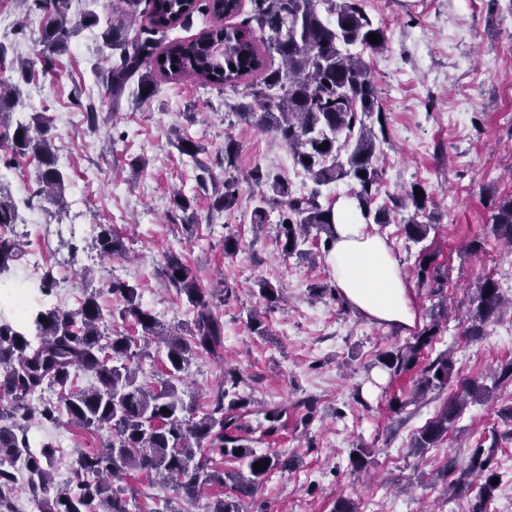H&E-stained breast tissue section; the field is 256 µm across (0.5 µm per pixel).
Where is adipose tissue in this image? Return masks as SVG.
<instances>
[{
    "mask_svg": "<svg viewBox=\"0 0 512 512\" xmlns=\"http://www.w3.org/2000/svg\"><path fill=\"white\" fill-rule=\"evenodd\" d=\"M335 212L327 262L343 300L371 321L404 331L413 329L417 314L387 241L366 234L355 199L342 200Z\"/></svg>",
    "mask_w": 512,
    "mask_h": 512,
    "instance_id": "1",
    "label": "adipose tissue"
}]
</instances>
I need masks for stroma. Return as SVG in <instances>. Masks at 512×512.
I'll return each mask as SVG.
<instances>
[{"label":"stroma","mask_w":512,"mask_h":512,"mask_svg":"<svg viewBox=\"0 0 512 512\" xmlns=\"http://www.w3.org/2000/svg\"><path fill=\"white\" fill-rule=\"evenodd\" d=\"M373 22L385 28L388 46L365 52L380 102L388 117L390 142L377 166L381 174L377 205L421 183L434 202L437 227L420 243L405 239L397 213L381 233L397 259L418 325L428 324L447 309L443 325L426 359L448 353L458 379L489 385L488 396L468 403L436 448L414 453V436L441 407L444 394L431 391L403 412L393 413V396L413 389L414 373L373 379L378 354L402 345L405 335L395 327L372 322L358 311L316 297V285L333 279L322 247L308 245L304 258H282L276 241L277 211L263 228L251 223L253 187L248 174L259 165L284 174L301 193L312 182L294 167L287 147L273 133L239 120L233 113L240 95L232 88L199 81L162 79L156 94L141 102L123 96L111 107L101 74L112 64L97 27L81 29L65 53L54 56L53 68L18 83L11 70H0V93L20 87L15 115L47 117L58 167L65 175L64 202L39 200L25 212L26 223L11 234L27 252L43 251L45 269L58 282L48 304L65 310L80 306L97 292L107 330L135 333L133 320L115 315L119 306L102 292L106 279L135 285L143 308L163 323L186 324L190 307L163 275L165 255L181 254L200 284L212 294L224 321L220 357L203 354L184 375L186 397L197 409L207 407L224 383L227 371L239 372V387L251 399L248 420L264 421L267 409L284 406L288 414L271 437L255 433L257 451L278 449L285 468L276 470L253 496L247 512H332L337 497L351 499L357 512H469L473 493L454 494L441 473L451 457L466 458L480 444H495L501 481L485 505L486 512H512V381L498 383L493 373L512 359V316L486 326L480 338L466 336L469 299L485 277L512 279V248L489 235L487 225L495 203L512 194V0H363ZM41 14L22 16L18 0H0V45L8 58L25 59L36 48ZM97 112V122L88 113ZM200 141L205 162L216 179L224 177V136L240 145L239 203L234 211L210 210L200 193L196 161L179 154L168 140L170 129ZM33 155H15L11 143L0 146V190L23 204L36 188L35 178L21 169L35 164ZM195 200L194 225H184L171 203L172 190ZM59 224L76 233L57 236ZM109 224L128 250L123 257L101 256L94 244L100 225ZM240 242L236 256L224 255L225 235ZM483 244L475 255L466 243ZM438 255L448 272L440 293L419 286L414 274L421 251ZM28 261L0 275V312L16 317L38 300L24 284ZM267 281L283 297L269 306L258 293ZM261 312L264 333L253 332L249 316ZM68 434L71 448L101 449L108 432L91 434L76 426L62 428L33 422L34 442H56ZM370 449L365 469L352 468V448ZM133 512H207L220 493L204 489L192 502L178 499L173 487L135 475Z\"/></svg>","instance_id":"1"}]
</instances>
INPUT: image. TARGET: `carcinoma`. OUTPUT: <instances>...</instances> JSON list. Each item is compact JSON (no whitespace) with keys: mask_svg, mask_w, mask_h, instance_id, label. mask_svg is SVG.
Listing matches in <instances>:
<instances>
[{"mask_svg":"<svg viewBox=\"0 0 512 512\" xmlns=\"http://www.w3.org/2000/svg\"><path fill=\"white\" fill-rule=\"evenodd\" d=\"M33 2L45 22L38 40L41 49L34 57L10 63L23 81L30 80L37 66L47 69L53 56L67 50L68 39L79 29L99 24V17L87 14L78 25L69 26L68 0H23ZM250 21L238 25H216L198 38L185 42L173 40L158 49V34L190 19L205 7L216 19L229 18L240 10V0H146L151 27L131 38L124 18L112 16L102 30L104 43L118 52L112 68L102 81L112 105L119 104L131 82H136V99L150 98L159 77L177 79L192 75L200 82L237 88L249 74L259 78L245 84L237 115L244 121L274 133L287 147L295 166L307 173L313 187L307 194L295 195L291 184L279 173L255 166L249 181L257 188L252 224H266L268 209H280L277 240L281 254L290 258L302 254L311 231L316 240L329 249L336 223L335 203H322L321 187L348 180L356 186L353 197L366 223L381 228L391 223V209L372 208L380 175L375 159L387 143L386 123L378 89L363 51H379L387 37L363 9L362 0H251ZM324 5L319 10L318 5ZM378 34V43L368 35ZM361 51H356V48ZM277 54L282 67L267 66L266 56ZM148 90L147 95L141 91ZM19 87L0 95V138L13 144L19 155L33 154L39 162V191L61 197L65 178L56 166L48 137L49 124L41 114L27 122L10 121ZM169 139L182 155L197 160L200 173L197 186L212 191L211 211L224 213L235 209L239 200L236 170L239 147L230 137L224 140L223 187L216 185L210 168L198 160L203 147L177 129ZM326 148L319 149L320 145ZM366 176H361V173ZM421 190L416 194L415 190ZM430 196L420 184L397 199L396 207L413 208L401 225L404 236L413 242L427 238L434 224L428 212ZM17 207L0 195V224L15 223ZM290 226H285V223ZM490 233L512 246V195L498 200L491 215ZM95 246L108 257L121 255L124 243L109 225L101 226ZM25 256L23 244L0 237V275ZM414 273L419 283L436 291L445 288L448 277L436 263V254L419 256ZM168 284L186 297L191 307L190 325H166L142 308L137 289L120 280L109 283L112 295L123 303L122 316L130 317L136 335L114 330L101 331L104 315L97 294L87 295L81 307L66 311L41 305L25 324L0 317V392L10 403L0 406V512L13 510L12 492L17 473L26 471L32 500L40 512H130L125 489L112 480L131 472L147 478L171 480L185 501L195 500L207 486L230 487L231 493L210 502L208 512H244L242 498L262 485L283 465L274 448L259 452L249 445L250 426L244 421L249 398L238 391L241 383L231 373L224 386L212 396L210 409L199 415L185 402L181 373L199 354L217 356L224 341V322L213 309L205 291L176 252L166 256ZM505 302L499 282L485 277L471 298L472 337L484 335L485 326L500 313ZM443 311L431 318L414 341L381 352L377 364L396 376L417 370L413 390L405 398L392 397L389 407L395 412L406 409L429 391H442L454 379V363L444 353L422 365L420 359L431 346L442 323ZM165 353L167 378L149 389L138 381L140 363L148 355L151 343ZM81 371L93 377V386L72 390L73 375ZM442 376H437V373ZM58 388L55 402L30 404L29 397L46 388ZM487 388L475 381L461 383L458 394L443 402L437 415L415 436L412 447L436 448L445 438L453 421L468 401L485 398ZM168 413H162V409ZM282 409L265 412L268 426L264 434L274 435L282 428ZM51 424L66 421L83 429L112 433L111 442L101 451L74 454L71 469L76 488L52 489L48 465L55 455L49 442L36 450L29 439V424L34 418ZM232 458L247 472H229L216 467L212 455ZM267 463L260 471L254 464ZM493 449L474 448L467 460L452 461L449 472L460 470L479 480V503L489 500L499 474L492 466Z\"/></svg>","mask_w":512,"mask_h":512,"instance_id":"cac0c4a2","label":"carcinoma"}]
</instances>
